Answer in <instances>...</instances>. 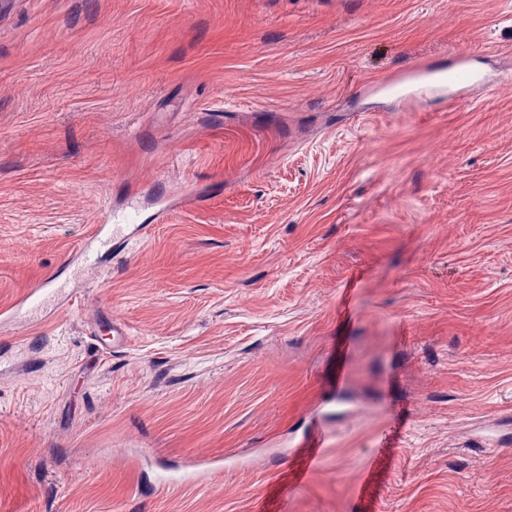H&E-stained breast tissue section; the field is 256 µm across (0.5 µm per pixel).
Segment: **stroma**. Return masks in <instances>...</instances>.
<instances>
[{
    "label": "stroma",
    "instance_id": "35a3bbf8",
    "mask_svg": "<svg viewBox=\"0 0 512 512\" xmlns=\"http://www.w3.org/2000/svg\"><path fill=\"white\" fill-rule=\"evenodd\" d=\"M509 84L512 0H0V512H512ZM404 82L406 85L401 89L431 84H451L460 90L470 91L483 84L471 68L469 58L461 55L457 56L455 65L447 72L416 68L407 74ZM56 279L53 277L46 278L41 287L30 290L23 298L14 304L11 310H18L28 306L31 310H37L46 301V299L56 293L58 288H48L54 284Z\"/></svg>",
    "mask_w": 512,
    "mask_h": 512
}]
</instances>
